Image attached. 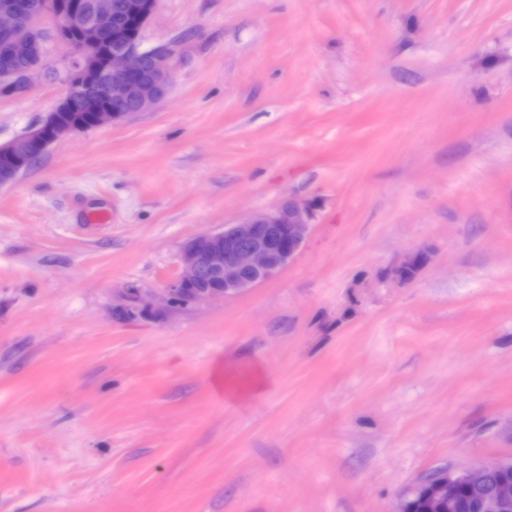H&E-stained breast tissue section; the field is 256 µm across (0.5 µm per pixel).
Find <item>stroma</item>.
<instances>
[{"mask_svg":"<svg viewBox=\"0 0 512 512\" xmlns=\"http://www.w3.org/2000/svg\"><path fill=\"white\" fill-rule=\"evenodd\" d=\"M142 40L167 98L0 189V512H394L511 458L512 0H158ZM287 196L294 260L166 303L187 240Z\"/></svg>","mask_w":512,"mask_h":512,"instance_id":"1","label":"stroma"}]
</instances>
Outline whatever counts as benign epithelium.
I'll return each mask as SVG.
<instances>
[{
  "label": "benign epithelium",
  "instance_id": "benign-epithelium-1",
  "mask_svg": "<svg viewBox=\"0 0 512 512\" xmlns=\"http://www.w3.org/2000/svg\"><path fill=\"white\" fill-rule=\"evenodd\" d=\"M158 0H127L126 10L137 23L132 34H112L110 5L101 3L94 21L86 23L78 11H62L48 0L41 14L26 8L0 9V33L9 36V54L26 62L23 70L0 74V96L24 98L32 75L46 66L45 41L40 33L44 17L54 23L55 40L70 50L67 93L57 106L22 134L0 142V164L19 171L33 152L44 155L61 139L78 131L64 122L62 112L94 113L92 128L117 124L159 104L173 82L169 53L142 47V33L156 13ZM93 83L103 86L114 103L131 101L135 108L119 111L87 94ZM311 226V207L293 198L275 209L255 211L224 230L206 232L183 247L181 272L168 288L174 302L223 299L260 284L282 270L305 244ZM512 459L475 464L456 472L441 470L422 481L418 491L431 506L447 498L458 484L476 489L493 483L491 494L478 501L479 512H512Z\"/></svg>",
  "mask_w": 512,
  "mask_h": 512
}]
</instances>
